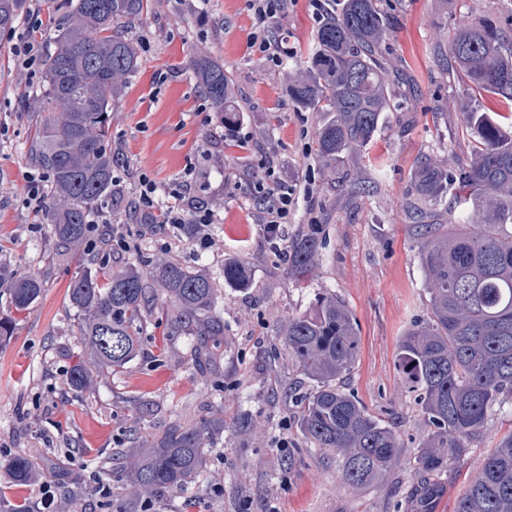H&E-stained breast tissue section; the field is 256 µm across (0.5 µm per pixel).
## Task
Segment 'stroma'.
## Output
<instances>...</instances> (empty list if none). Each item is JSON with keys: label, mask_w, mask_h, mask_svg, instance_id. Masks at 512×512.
I'll use <instances>...</instances> for the list:
<instances>
[{"label": "stroma", "mask_w": 512, "mask_h": 512, "mask_svg": "<svg viewBox=\"0 0 512 512\" xmlns=\"http://www.w3.org/2000/svg\"><path fill=\"white\" fill-rule=\"evenodd\" d=\"M389 26L382 56L389 82V110L374 140L335 162L316 155L322 115L295 108L288 81L307 61L319 27L310 0H288L270 23L286 38V62L273 65L250 47L258 23L247 0H147L126 29L141 66L112 105L110 147L121 161L112 174L119 192L100 211L141 252L113 247L102 274L175 258L219 273L229 258L251 270V285L220 284L216 314L224 331L209 337V368H198L193 330L169 335L175 311L158 294L154 320L141 353L120 368H102L84 391L70 390L67 371L81 349L78 319L67 286L85 262L61 253L46 217L21 201L30 175L40 169L28 152L43 111L42 77L17 61L20 31L0 35V260L18 275L38 274L43 293L32 308L12 310L0 295V313L11 315L13 334L0 342V460L15 454L33 460L50 485L60 512H72L64 488L82 483L81 512H184L203 500L207 512H411L412 480L406 467L364 486L341 484L336 461L310 448L300 410L286 391L311 388L288 356L279 332L289 315L310 311L331 294L352 313L361 336L358 362L343 379L376 418L396 432L403 458L412 460L424 434L419 406L398 367V343L427 316L419 244L407 204L414 168L428 158L447 169L448 191L438 209L453 207L459 167L477 148L463 112L505 113L501 100L474 93L452 69L449 42L458 25L492 19L512 36V0H378ZM40 12L46 51L68 23L65 0H26L23 17ZM203 53L222 62L243 114L227 131L190 67ZM295 186L288 236L318 231L315 268L303 284L289 277L279 252L265 238L263 209L251 184L265 167ZM158 185L187 180L213 212L206 236L181 237L174 227L151 230L130 204L140 176ZM152 404L140 414V401ZM222 419L204 471L180 490L128 499L120 486L102 496L97 462L136 433L150 447L175 420ZM251 426L233 432L240 418ZM512 427V399L496 407L487 432L469 454L440 476L436 512H454L475 478L481 458Z\"/></svg>", "instance_id": "1"}]
</instances>
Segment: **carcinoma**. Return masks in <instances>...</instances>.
I'll return each mask as SVG.
<instances>
[{
  "instance_id": "carcinoma-1",
  "label": "carcinoma",
  "mask_w": 512,
  "mask_h": 512,
  "mask_svg": "<svg viewBox=\"0 0 512 512\" xmlns=\"http://www.w3.org/2000/svg\"><path fill=\"white\" fill-rule=\"evenodd\" d=\"M24 0H0V34L18 23ZM144 0H77L72 24L45 59L43 111L31 153L51 179L47 204L53 236L63 251L76 249L91 233L90 216L112 191L115 158L109 149L108 112L139 66L126 38L124 21L138 18ZM387 22L377 0H341L317 29L310 67L288 85V99L301 109L327 114L316 132V154L334 161L365 148L388 110L389 87L379 58ZM455 70L474 91L512 102V40L490 19L459 25L449 43ZM203 94L224 125L239 122V110L224 66L205 54L191 60ZM479 138L478 149L459 172L457 228L437 222L432 211L413 208V229L428 295L427 319L409 328L398 345V364L414 394L425 433L410 470L420 490L419 512H436L440 489L435 478L470 450L488 428L495 405L512 397V132L487 112L462 113ZM414 188L424 201L448 191V171L419 161ZM321 240L305 234L288 250V274L306 280ZM110 241L102 239L84 269L68 284L69 306L81 318L75 335L85 359L69 371L68 385L81 392L103 367H122L139 354L147 323L154 316L151 295L158 285L177 309L169 318L176 335L190 323L196 335L210 336L220 325L213 316L218 284L212 275L178 260L146 271L123 269L98 279L93 266L106 262ZM224 283L246 288L249 269L229 261ZM10 282V304H33L43 290L34 275L15 276L0 264V282ZM288 355L313 382L300 398L302 430L320 451L336 455L339 479L362 486L403 462L395 432L371 415L337 384L355 368L360 336L345 303L321 297L310 313L288 318L282 330ZM224 420L175 421L146 449L136 437L114 448L103 473L122 483L129 498L179 489L202 471L210 440ZM9 478L30 484L34 463L16 455L5 465ZM455 512H512V429L485 455L477 476L457 500Z\"/></svg>"
}]
</instances>
